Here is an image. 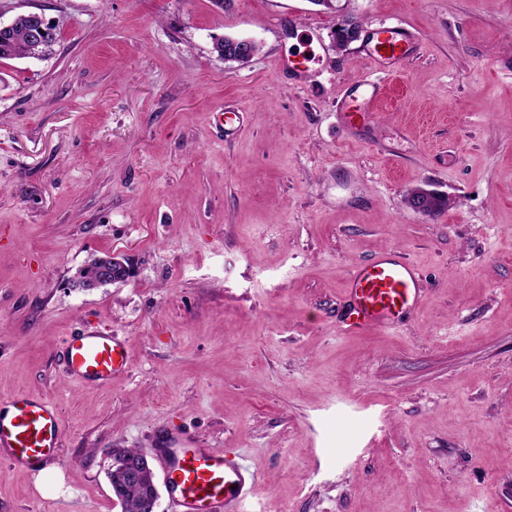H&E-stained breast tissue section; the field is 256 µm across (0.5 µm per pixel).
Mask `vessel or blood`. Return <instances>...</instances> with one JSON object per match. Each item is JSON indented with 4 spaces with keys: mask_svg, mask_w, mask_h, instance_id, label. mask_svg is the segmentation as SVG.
<instances>
[{
    "mask_svg": "<svg viewBox=\"0 0 512 512\" xmlns=\"http://www.w3.org/2000/svg\"><path fill=\"white\" fill-rule=\"evenodd\" d=\"M365 44L371 57L399 62L408 57L412 38L405 28L393 27L368 33ZM382 89L380 79L358 81L344 93L347 111L369 117ZM424 292L422 276L406 254L382 250L345 277L343 331L361 334L413 315ZM61 360L69 377L99 387L128 368L130 353L115 337L86 331L64 338ZM60 439V415L51 401L26 393L0 400V455L11 464L40 468L55 455ZM156 454L174 512H244L260 481L242 460L181 432L167 434Z\"/></svg>",
    "mask_w": 512,
    "mask_h": 512,
    "instance_id": "b4317fda",
    "label": "vessel or blood"
}]
</instances>
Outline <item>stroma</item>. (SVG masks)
Instances as JSON below:
<instances>
[{
	"mask_svg": "<svg viewBox=\"0 0 512 512\" xmlns=\"http://www.w3.org/2000/svg\"><path fill=\"white\" fill-rule=\"evenodd\" d=\"M32 12L61 28L0 61V399L50 400L63 435L45 471L0 458V512H122L108 453L164 431L243 455L248 512H512V0H0ZM348 13L411 32L397 73L335 47ZM224 36L259 50L225 63ZM391 247L421 306L344 334L347 271ZM112 252L128 282L77 288ZM78 328L128 370L67 378ZM357 88L347 87L344 93L347 112H353L360 118L371 115L374 103L382 93L383 84L378 78L366 77L357 81ZM415 189L417 190L409 198L404 199V204L408 209L420 215L432 212L438 200L443 197L442 194L433 190L422 187Z\"/></svg>",
	"mask_w": 512,
	"mask_h": 512,
	"instance_id": "stroma-1",
	"label": "stroma"
}]
</instances>
